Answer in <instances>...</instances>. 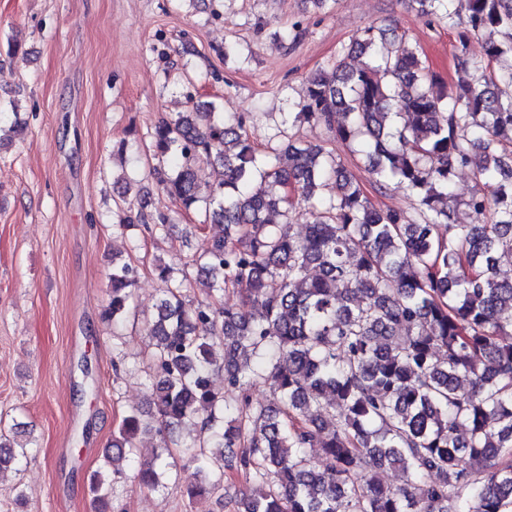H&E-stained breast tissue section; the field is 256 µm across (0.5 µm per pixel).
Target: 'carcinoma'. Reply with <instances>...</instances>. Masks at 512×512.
Wrapping results in <instances>:
<instances>
[{
    "mask_svg": "<svg viewBox=\"0 0 512 512\" xmlns=\"http://www.w3.org/2000/svg\"><path fill=\"white\" fill-rule=\"evenodd\" d=\"M458 2L415 0L457 30L454 89L393 28L369 26L349 47L364 64L309 77L295 113L358 144L376 189L394 181L414 195L409 220L377 206L324 146L295 138L261 150L211 101L147 132L153 155L173 159L158 177L167 195L201 226L224 225L198 272L239 289L246 307L187 303L173 268L155 261L166 284L147 325L155 413L132 411L113 432L110 474L91 479L103 507L140 435L190 423L203 432L178 444L204 476L192 500L220 484L209 476L224 455L251 480L238 512H512V279L497 273L512 259V95L498 94L512 87V65L500 66L512 57V0ZM476 35L480 60L469 55ZM478 150L477 188L459 203L453 177ZM201 163L223 179L201 184ZM296 196L311 215L303 237L288 222ZM458 204L488 223H453ZM272 212L283 223H269ZM134 222L160 234L172 216L140 211L119 225ZM136 273L113 262L104 321L132 314ZM219 370L236 398L214 388ZM258 383L275 400L256 409ZM307 448L321 450V468ZM166 450L140 466L141 486H162ZM385 467L402 471L400 486L383 485Z\"/></svg>",
    "mask_w": 512,
    "mask_h": 512,
    "instance_id": "cac0c4a2",
    "label": "carcinoma"
}]
</instances>
